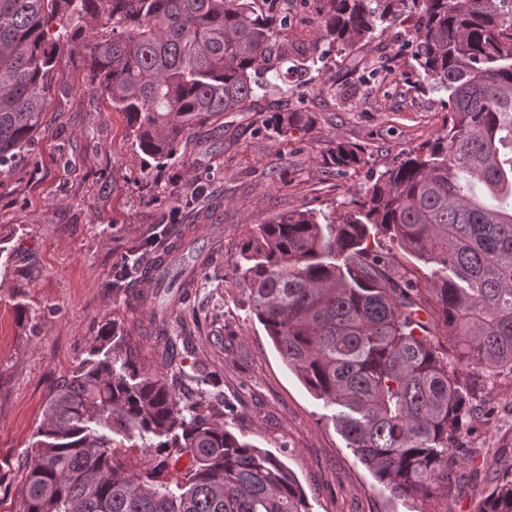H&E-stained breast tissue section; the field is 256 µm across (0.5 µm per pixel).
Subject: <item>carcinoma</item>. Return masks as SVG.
Here are the masks:
<instances>
[{
	"instance_id": "obj_1",
	"label": "carcinoma",
	"mask_w": 512,
	"mask_h": 512,
	"mask_svg": "<svg viewBox=\"0 0 512 512\" xmlns=\"http://www.w3.org/2000/svg\"><path fill=\"white\" fill-rule=\"evenodd\" d=\"M285 2L0 0V168L30 154L62 49L83 54L96 89L131 116L139 150L160 159L210 117L254 111L267 75L280 76L291 55L315 65L412 4L414 60L448 92L443 131L380 172L338 219L288 211L255 225L239 271L253 314L290 369L340 407L335 422L347 447L391 492L427 497L456 467L481 380L512 374V0H299L327 45L308 51L281 37L293 19ZM313 122L307 112H269L262 126L304 136ZM329 164L343 173L368 160L339 139ZM378 234L443 275H393L368 242ZM181 247L172 281L185 261L192 280H206L205 250L193 241ZM138 269V259L122 256L115 291ZM163 283L153 279L136 299L189 305L187 284ZM423 312L447 328L448 347ZM154 331L200 399L181 404L117 320L105 323L89 357L50 390L20 512H311L285 462L222 421L232 406L211 412L220 373L186 371L177 338L163 325ZM147 435L158 439L148 444L158 458L131 470L125 441ZM175 454L187 455L189 467L166 481ZM479 512H512V469L497 473Z\"/></svg>"
}]
</instances>
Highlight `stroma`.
Listing matches in <instances>:
<instances>
[{
    "mask_svg": "<svg viewBox=\"0 0 512 512\" xmlns=\"http://www.w3.org/2000/svg\"><path fill=\"white\" fill-rule=\"evenodd\" d=\"M414 24L401 15L329 68L290 72L254 111L212 116L187 150L160 160L137 148L127 114L95 89L83 55H60L31 155L0 171V512H19L51 386L87 358L104 323H140L112 291L116 257L149 265L201 224L215 251L211 276L191 311L172 307L166 318L184 363L223 371L236 405L229 429L278 455L312 512H478L484 489L512 467V374L483 382L478 403L495 413L468 419L459 436L487 460L485 475L470 479L463 457L429 498L392 495L347 448L334 407L277 352L237 269L255 221L296 210L338 216L376 174L438 136L448 96L420 76L412 47L396 43ZM272 110L311 113L314 125L288 139L262 131ZM340 138L363 149L366 166L340 174L328 165ZM199 166L214 175L197 186L189 173Z\"/></svg>",
    "mask_w": 512,
    "mask_h": 512,
    "instance_id": "1",
    "label": "stroma"
}]
</instances>
